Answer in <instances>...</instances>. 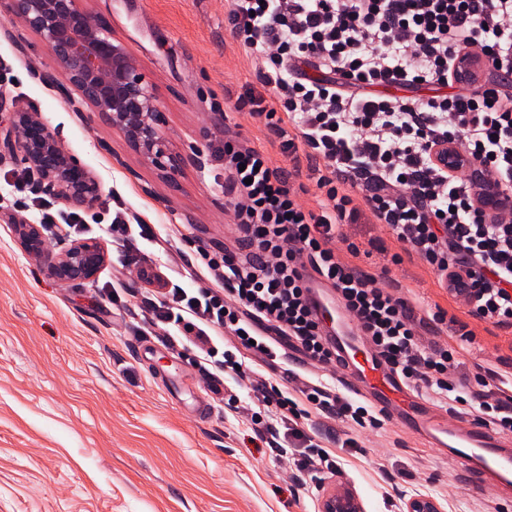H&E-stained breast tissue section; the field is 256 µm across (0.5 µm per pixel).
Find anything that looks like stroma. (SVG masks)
Wrapping results in <instances>:
<instances>
[{"label":"stroma","instance_id":"obj_1","mask_svg":"<svg viewBox=\"0 0 512 512\" xmlns=\"http://www.w3.org/2000/svg\"><path fill=\"white\" fill-rule=\"evenodd\" d=\"M134 58L162 114L161 133L179 161L175 180L151 165L82 100L51 61L40 36L0 17V133L13 112L38 115L61 147L99 181L101 197L82 216L107 260L91 280L60 282L50 256L72 242L46 237L43 256L24 249L16 227L42 211L69 215L44 194L19 156L0 149V512H317L316 482L282 425L252 423L248 381L203 365L189 344H170L152 324L153 295L165 282L215 287L191 275L197 249L234 245L224 167L213 157L224 137L265 150L291 168L305 152L281 153L267 128L242 110L260 85L258 66L225 24L228 0H84ZM149 225L141 255L162 278H124L128 249L108 230L115 212ZM363 270L389 268V286L417 295L446 321L439 342L454 343L453 321L474 340L462 357L470 374L512 368V325L471 317L437 275L405 254L380 224L348 227ZM400 263H393V255ZM235 405H227L228 397ZM305 431L335 435V470L365 512H403L421 492L445 512H512L501 487L437 455L417 428L364 431L309 408Z\"/></svg>","mask_w":512,"mask_h":512}]
</instances>
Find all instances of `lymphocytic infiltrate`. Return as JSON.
I'll return each instance as SVG.
<instances>
[{
  "instance_id": "f902f5d3",
  "label": "lymphocytic infiltrate",
  "mask_w": 512,
  "mask_h": 512,
  "mask_svg": "<svg viewBox=\"0 0 512 512\" xmlns=\"http://www.w3.org/2000/svg\"><path fill=\"white\" fill-rule=\"evenodd\" d=\"M232 36L259 62L261 88L249 91L250 115L263 122L281 153L305 147L322 159L315 178L318 209L300 200L301 170L273 164L262 150L225 140L224 189L233 197L238 249L199 251V270L220 288L190 293L170 288L152 318L181 339L221 357L239 378L242 360L276 361L280 338L295 341L319 368L337 367L314 319L306 276L336 290L345 316L414 390L472 408L485 423L512 434V403L490 384L460 371L455 348L424 344L412 300L380 287L352 262L356 244L339 250L343 227L370 215L439 276L473 316L512 320V208L487 212L464 169L449 171L432 157L438 141L459 143L485 182L512 186V0H230ZM464 53L495 59L491 89L424 100L379 95V88L441 87L456 82ZM317 63L321 78L302 72ZM361 199H354V189ZM227 333L226 350L214 334ZM258 402L277 406L294 422L308 463L330 455L299 429L301 403L380 428L375 411L356 406L323 385L287 391L255 384Z\"/></svg>"
}]
</instances>
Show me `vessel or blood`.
<instances>
[{"label": "vessel or blood", "instance_id": "1", "mask_svg": "<svg viewBox=\"0 0 512 512\" xmlns=\"http://www.w3.org/2000/svg\"><path fill=\"white\" fill-rule=\"evenodd\" d=\"M314 311L337 354L344 360V374L357 395L386 420L423 425L435 448L462 465L474 469L479 478L512 488V447L486 426L470 423L460 427L452 416L440 411L410 391L380 356L366 347L340 318V309L325 283L309 278Z\"/></svg>", "mask_w": 512, "mask_h": 512}]
</instances>
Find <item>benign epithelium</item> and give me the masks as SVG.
Returning <instances> with one entry per match:
<instances>
[{"instance_id": "7a95c632", "label": "benign epithelium", "mask_w": 512, "mask_h": 512, "mask_svg": "<svg viewBox=\"0 0 512 512\" xmlns=\"http://www.w3.org/2000/svg\"><path fill=\"white\" fill-rule=\"evenodd\" d=\"M0 13L36 32L53 63L69 76L84 101L132 146L143 150L152 163L175 174L177 164L163 148L159 111L145 77L109 27L83 7L81 0H0ZM480 69V59L465 54L459 78L472 81ZM14 130L20 137L7 136L3 147L20 153L28 171L37 174L42 192L81 209L95 205L100 192L97 178L59 146L54 133L36 114L16 113ZM433 158L443 165L461 161L462 155L457 144L441 142L433 149ZM511 204L506 192L499 195L483 190L476 197L481 209ZM21 239L30 254H43V234L37 225H22ZM105 260L97 241H78L51 257L48 272L59 281L88 280ZM318 512H364V506L349 487L338 484L320 492ZM406 512H442V508L436 499L418 495L408 500Z\"/></svg>"}]
</instances>
